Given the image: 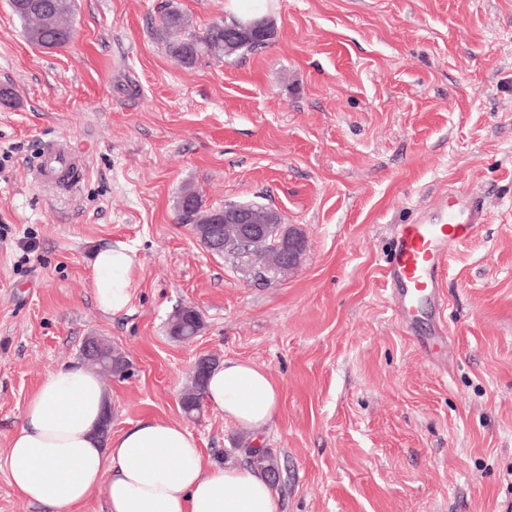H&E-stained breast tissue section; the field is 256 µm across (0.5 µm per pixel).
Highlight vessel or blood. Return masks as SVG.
Here are the masks:
<instances>
[{"label": "vessel or blood", "instance_id": "vessel-or-blood-1", "mask_svg": "<svg viewBox=\"0 0 512 512\" xmlns=\"http://www.w3.org/2000/svg\"><path fill=\"white\" fill-rule=\"evenodd\" d=\"M84 158L67 141L48 144L33 169L36 183L71 192L73 183H60L61 173L82 169ZM484 209L477 197L459 193L446 208L422 215L413 223L401 225L395 242L394 257L386 270L394 308H418L432 304L441 308L444 294L438 275L449 253L482 223Z\"/></svg>", "mask_w": 512, "mask_h": 512}]
</instances>
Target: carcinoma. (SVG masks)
I'll return each mask as SVG.
<instances>
[{
	"instance_id": "cac0c4a2",
	"label": "carcinoma",
	"mask_w": 512,
	"mask_h": 512,
	"mask_svg": "<svg viewBox=\"0 0 512 512\" xmlns=\"http://www.w3.org/2000/svg\"><path fill=\"white\" fill-rule=\"evenodd\" d=\"M16 2L10 0V8L14 16L24 23L27 39H40L55 48L70 42L73 36V28L69 23L72 0H29L33 7L26 11L18 10ZM235 24L236 19L231 18L214 23L204 33L197 34L191 31L182 13L169 3L161 17V35L168 54L179 63L189 65L204 55L225 58L244 56L243 50L229 39ZM175 209L178 223L191 224L202 212L201 199L196 192L185 189L178 196ZM201 242L210 252L224 257L232 266L255 278L258 284L268 285L280 277L279 271L268 266L266 254L259 246L249 251L233 241L228 243L222 239L203 237ZM193 321L194 315L188 309L176 311L168 325L169 335L182 340L188 325ZM125 361V356L104 343L99 357L87 360L86 364L99 374L116 377L127 368ZM206 381L205 376L192 381L191 388L183 393L181 404L186 414L200 411ZM244 452L250 466L269 476L278 473V466L267 449L250 447L244 449Z\"/></svg>"
}]
</instances>
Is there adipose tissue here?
<instances>
[{
  "instance_id": "ef3b65f1",
  "label": "adipose tissue",
  "mask_w": 512,
  "mask_h": 512,
  "mask_svg": "<svg viewBox=\"0 0 512 512\" xmlns=\"http://www.w3.org/2000/svg\"><path fill=\"white\" fill-rule=\"evenodd\" d=\"M133 266L125 242L97 251L94 288L104 313L127 309ZM204 398L255 432L274 420L281 390L264 369L228 360L212 369ZM108 403L98 374L86 366L65 364L47 374L9 443L10 484L20 499L77 512L99 491L108 512H278L262 472L205 464L198 441L180 424L151 420L100 438Z\"/></svg>"
}]
</instances>
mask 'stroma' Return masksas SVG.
Listing matches in <instances>:
<instances>
[{"label":"stroma","mask_w":512,"mask_h":512,"mask_svg":"<svg viewBox=\"0 0 512 512\" xmlns=\"http://www.w3.org/2000/svg\"><path fill=\"white\" fill-rule=\"evenodd\" d=\"M173 2L203 32L227 0H74V36L29 43L0 0V512L6 449L46 374L102 336L132 363L104 378L112 434L160 419L219 465L271 449L279 512H512V0H270L262 53L183 66L158 35ZM63 138L77 189L32 167ZM272 207L306 239L301 266L258 286L212 255L175 201ZM453 190L487 218L448 257L438 316L406 329L384 261L396 225ZM134 254L130 303L95 301V253ZM196 307L202 335L167 333ZM265 369L279 413L257 433L180 397L198 358Z\"/></svg>","instance_id":"1"}]
</instances>
